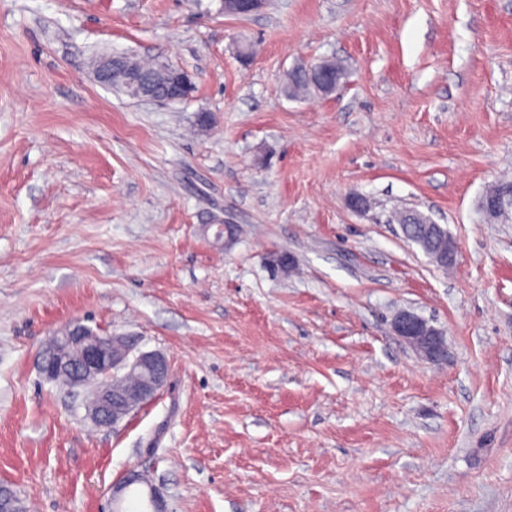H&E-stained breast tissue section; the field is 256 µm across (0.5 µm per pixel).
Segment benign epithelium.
<instances>
[{"label": "benign epithelium", "instance_id": "benign-epithelium-1", "mask_svg": "<svg viewBox=\"0 0 512 512\" xmlns=\"http://www.w3.org/2000/svg\"><path fill=\"white\" fill-rule=\"evenodd\" d=\"M266 0H224V13L247 16L257 12ZM163 82L155 86L151 81L125 64L124 57L103 54L93 59L92 74L95 81L104 86L125 85L132 89V96L159 102H175L188 98L193 89L192 75L166 62L157 63ZM512 208V188H507L482 203L489 217ZM424 253L435 263L446 266L454 261L456 245L448 239V248L431 249ZM393 329L406 343L428 361H438L446 353L444 333L427 320L402 311L393 320ZM53 347L40 364L42 375L53 381L66 379L68 387L77 394L90 389L97 392L92 401L84 403L86 416L99 427L114 426L124 418L153 400L166 386L170 362L157 351L134 352V347L120 335H103L78 321L55 333ZM117 372L134 373L136 381L117 389L112 377ZM144 482L137 471L129 472L111 487L110 510L118 512L115 505L131 492V487Z\"/></svg>", "mask_w": 512, "mask_h": 512}]
</instances>
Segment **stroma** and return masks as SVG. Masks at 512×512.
Returning <instances> with one entry per match:
<instances>
[{
	"label": "stroma",
	"instance_id": "obj_1",
	"mask_svg": "<svg viewBox=\"0 0 512 512\" xmlns=\"http://www.w3.org/2000/svg\"><path fill=\"white\" fill-rule=\"evenodd\" d=\"M123 52L194 91L97 83ZM326 59L339 89L289 97ZM504 180L512 0H0V482L27 512H99L132 470L167 512H512V215L480 208ZM75 320L170 360L115 427L39 373ZM141 71L151 74L156 68L163 77L160 86H154L151 81L125 64L122 55L103 54L93 59L92 74L95 81L104 86L118 84L132 89V97L159 102H175L187 99L193 89L192 75L181 68L166 62H146L138 60ZM393 329L428 361H439L446 353L444 333L412 312L402 311L396 315Z\"/></svg>",
	"mask_w": 512,
	"mask_h": 512
}]
</instances>
